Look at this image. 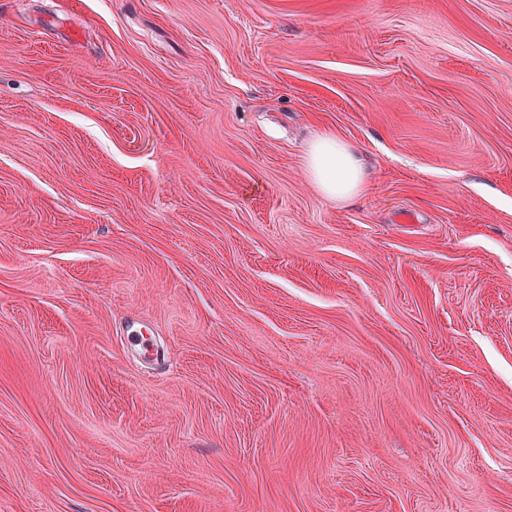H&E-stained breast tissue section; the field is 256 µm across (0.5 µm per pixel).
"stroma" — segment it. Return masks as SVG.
Listing matches in <instances>:
<instances>
[{
  "label": "stroma",
  "instance_id": "1",
  "mask_svg": "<svg viewBox=\"0 0 512 512\" xmlns=\"http://www.w3.org/2000/svg\"><path fill=\"white\" fill-rule=\"evenodd\" d=\"M0 512H512V0H0ZM308 177L321 195L336 201H351L366 189L358 150L330 133L314 139L306 150Z\"/></svg>",
  "mask_w": 512,
  "mask_h": 512
}]
</instances>
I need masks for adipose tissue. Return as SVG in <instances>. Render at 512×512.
Instances as JSON below:
<instances>
[{"label":"adipose tissue","instance_id":"adipose-tissue-1","mask_svg":"<svg viewBox=\"0 0 512 512\" xmlns=\"http://www.w3.org/2000/svg\"><path fill=\"white\" fill-rule=\"evenodd\" d=\"M306 170L319 193L329 199L350 201L366 189L363 164L357 149L330 133L309 144Z\"/></svg>","mask_w":512,"mask_h":512}]
</instances>
